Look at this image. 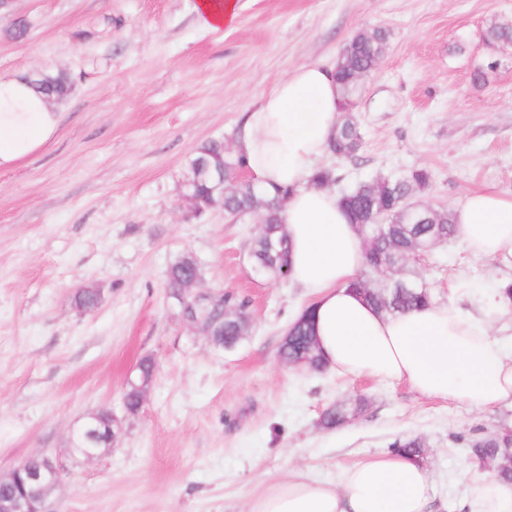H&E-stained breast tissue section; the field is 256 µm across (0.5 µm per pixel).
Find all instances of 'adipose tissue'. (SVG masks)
I'll return each mask as SVG.
<instances>
[{"label": "adipose tissue", "mask_w": 512, "mask_h": 512, "mask_svg": "<svg viewBox=\"0 0 512 512\" xmlns=\"http://www.w3.org/2000/svg\"><path fill=\"white\" fill-rule=\"evenodd\" d=\"M340 101L333 67L298 64L246 112L235 142L254 185L288 192L282 217L289 280L310 299L324 363L476 410L511 400L512 354L486 323L435 301L385 314L354 289L365 264L361 237L338 196L311 182L336 129ZM59 122V112L27 80L0 78V169L39 150ZM455 218L472 254L512 257V197L494 189L469 193ZM429 506L427 470L391 454L348 468L337 485L294 473L255 496L249 512H429ZM466 507L512 512V484L484 479Z\"/></svg>", "instance_id": "ef3b65f1"}]
</instances>
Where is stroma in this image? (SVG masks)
<instances>
[{
    "mask_svg": "<svg viewBox=\"0 0 512 512\" xmlns=\"http://www.w3.org/2000/svg\"><path fill=\"white\" fill-rule=\"evenodd\" d=\"M237 2L235 22L219 30L200 24L197 0L0 6V76L62 70L73 81L56 135L0 172V476L43 453L66 463L52 512H248L290 472L335 483L395 438L419 437L430 512H462L476 486L463 441L512 428V401L478 411L404 383L280 363L307 297L254 268L258 218L235 222L219 208L190 218L181 184L196 149L233 144L276 80L303 62L335 65L350 37L381 27L385 54L353 106L362 147L321 165L343 188L428 169L432 183L414 202L437 209L486 187L511 196L512 48L489 52L483 32L512 18V0ZM185 252L202 288L247 305L233 350L167 296L169 265ZM409 266L435 300L512 339V308L485 301L512 279V261L473 256L455 238ZM83 287L103 293L86 312L73 302ZM147 357L154 374L130 414L126 383ZM358 396L359 413L322 426L327 407ZM106 409L118 438L84 461L72 434Z\"/></svg>",
    "mask_w": 512,
    "mask_h": 512,
    "instance_id": "35a3bbf8",
    "label": "stroma"
}]
</instances>
